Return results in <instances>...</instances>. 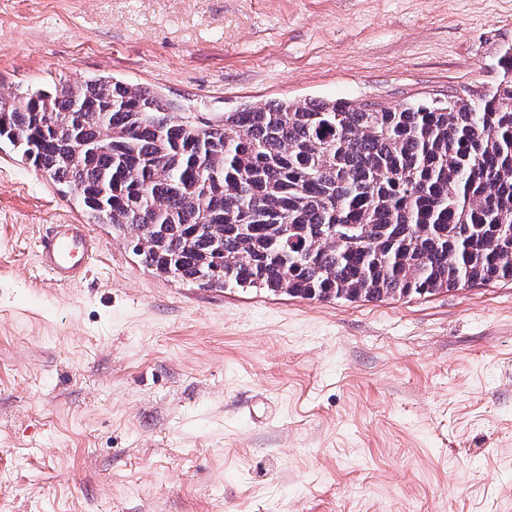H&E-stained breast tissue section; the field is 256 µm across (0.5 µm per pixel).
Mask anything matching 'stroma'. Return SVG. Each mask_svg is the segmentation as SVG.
<instances>
[{
    "label": "stroma",
    "instance_id": "obj_1",
    "mask_svg": "<svg viewBox=\"0 0 512 512\" xmlns=\"http://www.w3.org/2000/svg\"><path fill=\"white\" fill-rule=\"evenodd\" d=\"M512 0H0V93L214 115L494 88ZM88 225L51 286L47 225ZM0 512H512V282L355 303L142 264L0 144ZM39 266L56 286L81 281L99 251L82 224H50L39 242Z\"/></svg>",
    "mask_w": 512,
    "mask_h": 512
}]
</instances>
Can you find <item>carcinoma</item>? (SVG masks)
I'll return each instance as SVG.
<instances>
[{
    "mask_svg": "<svg viewBox=\"0 0 512 512\" xmlns=\"http://www.w3.org/2000/svg\"><path fill=\"white\" fill-rule=\"evenodd\" d=\"M489 91L395 106L177 112L109 76L0 95V140L123 224L141 262L211 288L378 301L512 282V47ZM112 148L70 162L73 143ZM224 225L219 250L211 225ZM153 245L139 248L140 239Z\"/></svg>",
    "mask_w": 512,
    "mask_h": 512,
    "instance_id": "carcinoma-1",
    "label": "carcinoma"
}]
</instances>
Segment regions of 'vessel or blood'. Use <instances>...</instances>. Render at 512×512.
Segmentation results:
<instances>
[{"mask_svg": "<svg viewBox=\"0 0 512 512\" xmlns=\"http://www.w3.org/2000/svg\"><path fill=\"white\" fill-rule=\"evenodd\" d=\"M97 242L81 224L50 225L39 242V266L56 286L81 281L87 274Z\"/></svg>", "mask_w": 512, "mask_h": 512, "instance_id": "obj_1", "label": "vessel or blood"}]
</instances>
